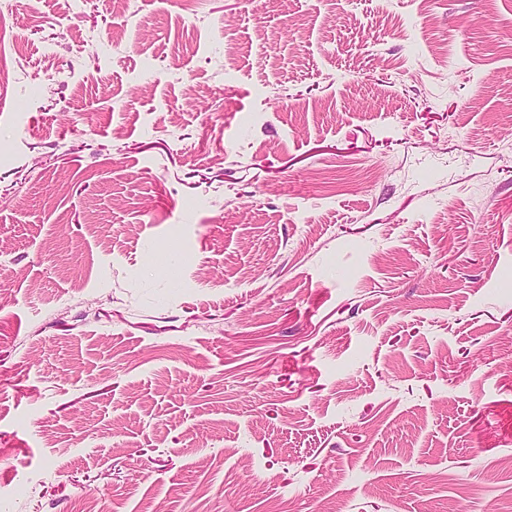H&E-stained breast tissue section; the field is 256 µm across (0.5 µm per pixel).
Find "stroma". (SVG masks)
<instances>
[{
	"label": "stroma",
	"instance_id": "35a3bbf8",
	"mask_svg": "<svg viewBox=\"0 0 512 512\" xmlns=\"http://www.w3.org/2000/svg\"><path fill=\"white\" fill-rule=\"evenodd\" d=\"M512 0H0V512H512Z\"/></svg>",
	"mask_w": 512,
	"mask_h": 512
}]
</instances>
